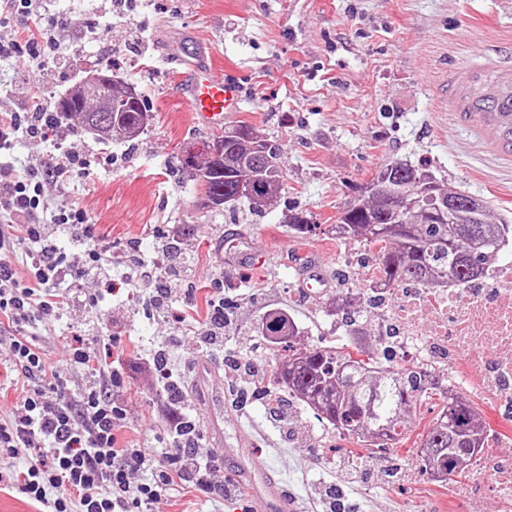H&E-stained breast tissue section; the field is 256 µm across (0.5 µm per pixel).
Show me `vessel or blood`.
<instances>
[{"label":"vessel or blood","instance_id":"1","mask_svg":"<svg viewBox=\"0 0 512 512\" xmlns=\"http://www.w3.org/2000/svg\"><path fill=\"white\" fill-rule=\"evenodd\" d=\"M167 54L187 64L184 77L192 124L211 132L222 130L241 110L243 84L218 74L206 61H186L180 44H169ZM447 102L453 124L482 144L498 164L512 167V63L490 53L464 75L449 73ZM211 376V367L199 364L194 382L207 410L210 435L219 440L224 435V406ZM224 459L250 495L264 502L266 512H296L285 481L251 454L245 436H237L235 443L226 446Z\"/></svg>","mask_w":512,"mask_h":512}]
</instances>
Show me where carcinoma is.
Returning <instances> with one entry per match:
<instances>
[{
  "label": "carcinoma",
  "mask_w": 512,
  "mask_h": 512,
  "mask_svg": "<svg viewBox=\"0 0 512 512\" xmlns=\"http://www.w3.org/2000/svg\"><path fill=\"white\" fill-rule=\"evenodd\" d=\"M66 117L102 140L117 134L136 140L154 118L144 94L116 78L90 79L54 105L53 119ZM208 142L217 154L202 152L191 159L181 155L182 168L194 162L196 192L215 208H234L244 202L262 211L284 190L280 149L242 121L215 134ZM401 188L415 181L433 186L435 211L431 218L407 199L390 204L381 196L360 194L336 216L331 230L340 242L381 245L377 278L396 286L442 271L459 282L482 275L490 254L509 244L512 220L496 218L488 203L465 192L449 193L431 173L409 163L393 162L371 179ZM290 228L309 233L311 217L295 212ZM276 381L288 395L311 404L314 412L339 433L355 436L371 446L398 445L406 435V417L423 394L435 390L442 404L417 445L422 468L446 476H464L484 448V426L478 409L448 396L420 370L400 366L382 368L364 350L338 351L321 347L290 348L277 358Z\"/></svg>",
  "instance_id": "carcinoma-1"
}]
</instances>
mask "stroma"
Segmentation results:
<instances>
[{"label":"stroma","instance_id":"1","mask_svg":"<svg viewBox=\"0 0 512 512\" xmlns=\"http://www.w3.org/2000/svg\"><path fill=\"white\" fill-rule=\"evenodd\" d=\"M135 35L119 21L113 0H46L48 14L62 18L57 39L61 61L52 71L0 62V109L20 107L22 87L35 84L56 100L94 70L117 66L135 83L155 118L134 142L104 143L59 123L53 141L86 157L113 155L112 167L89 177L45 184L41 217L70 207L85 210L98 235L112 242V296L97 307L71 299L56 319L40 323L50 361L61 356L64 338L81 333L89 354L115 339L113 360L124 369L115 397L130 409L118 437L128 446L167 436L171 409L157 375L143 370L150 353L165 349L168 366L183 389L182 411L198 431L197 451L223 459L224 447L208 437V419L192 389L195 369L207 362L214 388L224 396V435L245 432L251 451L285 473L298 512H322L337 486L361 512H454L455 484L437 486L412 448L431 421L434 403L412 411L408 443L372 449L339 434L326 421L290 399L278 423L272 406L252 391L253 377L234 371L250 360L260 377L272 378L275 359L287 345L349 349L340 294L368 288L376 275L377 249L342 244L324 233L360 186L386 164L401 161L430 171L448 191H464L512 218V170L496 165L486 149L448 125V65L476 61L488 50L512 58V0H134ZM179 40L211 61L223 75L242 76L247 101L240 120L254 124L281 150L284 189L263 213L246 205L234 212L203 209L194 184L181 171V144L204 138L191 126L178 74L166 42ZM52 141V142H53ZM290 211L312 215L319 228L289 229ZM191 233H184V225ZM180 238L184 273L165 279L163 308L148 293L128 288L121 276L124 249L139 242L150 262L165 242ZM325 276V295L302 288L311 271ZM224 286V343L205 344L211 329L210 286ZM291 315L297 334L272 343L262 334L268 313ZM185 315L184 333L176 318ZM483 417L492 453L512 465V412L473 398ZM153 512H266L239 489L228 500L191 489L162 497Z\"/></svg>","mask_w":512,"mask_h":512}]
</instances>
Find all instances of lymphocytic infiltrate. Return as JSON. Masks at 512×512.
<instances>
[{
    "label": "lymphocytic infiltrate",
    "mask_w": 512,
    "mask_h": 512,
    "mask_svg": "<svg viewBox=\"0 0 512 512\" xmlns=\"http://www.w3.org/2000/svg\"><path fill=\"white\" fill-rule=\"evenodd\" d=\"M39 2L0 0V25H18L15 38L0 44L1 62L45 67L56 59V24ZM50 109L40 88L28 87L23 111L0 113V154H10L21 139L49 140L54 129ZM76 174L90 176L89 163L75 169L51 154L41 167L20 175L10 163L0 162V318H6L10 330L8 361L26 380L19 407L0 421V457H29L21 489L52 512H152L153 504L181 483L224 497L229 488L213 482V459L196 451L193 422L175 418L177 431L185 436L180 446L119 447L117 423L128 408L110 390L121 384L120 371L88 354L81 336H72L64 343L63 364L85 382L71 399L60 366L49 362L39 345V322L61 314L70 292L98 285L88 297L97 304L112 283L111 250L98 243L83 209L62 210L44 221L36 216L44 185ZM63 235L84 247L82 264L69 261L59 243ZM20 265L25 275H18ZM139 470L146 471V479L131 484V474Z\"/></svg>",
    "instance_id": "obj_1"
}]
</instances>
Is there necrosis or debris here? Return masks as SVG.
Returning <instances> with one entry per match:
<instances>
[{
	"mask_svg": "<svg viewBox=\"0 0 512 512\" xmlns=\"http://www.w3.org/2000/svg\"><path fill=\"white\" fill-rule=\"evenodd\" d=\"M397 294L395 308L377 307L381 336L403 356L447 375L472 396L488 395L512 408V264L493 256L482 278L466 284L441 279Z\"/></svg>",
	"mask_w": 512,
	"mask_h": 512,
	"instance_id": "obj_1",
	"label": "necrosis or debris"
}]
</instances>
